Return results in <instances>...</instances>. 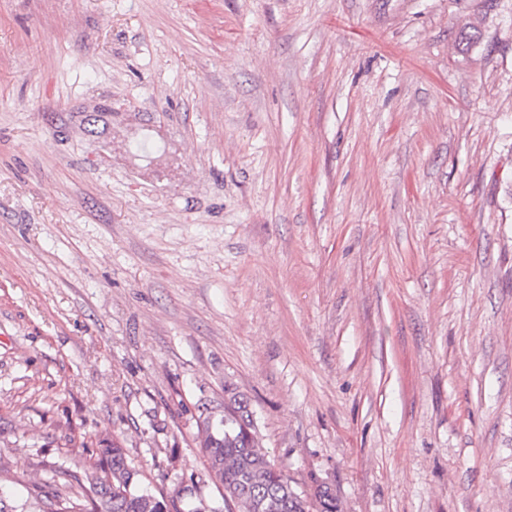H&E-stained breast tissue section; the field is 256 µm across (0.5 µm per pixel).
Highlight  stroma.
Masks as SVG:
<instances>
[{
    "label": "stroma",
    "mask_w": 512,
    "mask_h": 512,
    "mask_svg": "<svg viewBox=\"0 0 512 512\" xmlns=\"http://www.w3.org/2000/svg\"><path fill=\"white\" fill-rule=\"evenodd\" d=\"M342 512H512V0H0V475L198 403Z\"/></svg>",
    "instance_id": "1"
}]
</instances>
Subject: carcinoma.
<instances>
[{"mask_svg": "<svg viewBox=\"0 0 512 512\" xmlns=\"http://www.w3.org/2000/svg\"><path fill=\"white\" fill-rule=\"evenodd\" d=\"M197 411L205 475L181 477L175 494L145 486L122 443L103 437L81 443L89 466L49 467L44 477L32 482L30 498L39 512H218L201 498L195 507H183V496L197 495L200 484L214 477L222 488L223 512H339L329 487L321 484L312 495H302L269 459L247 398L236 388L224 385V414L219 420L206 403Z\"/></svg>", "mask_w": 512, "mask_h": 512, "instance_id": "obj_1", "label": "carcinoma"}]
</instances>
